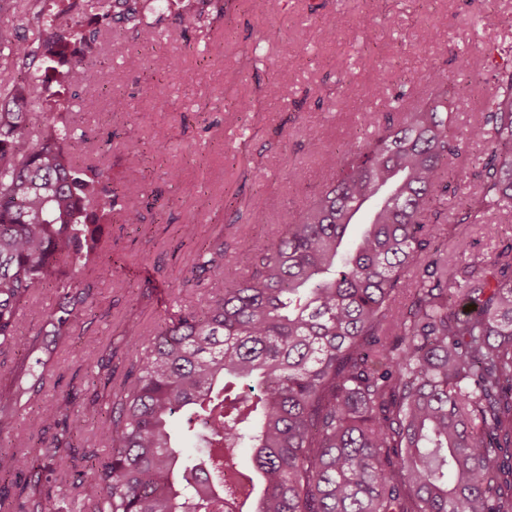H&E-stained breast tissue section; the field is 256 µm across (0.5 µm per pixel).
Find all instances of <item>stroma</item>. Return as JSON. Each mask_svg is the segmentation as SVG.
<instances>
[{
	"label": "stroma",
	"instance_id": "35a3bbf8",
	"mask_svg": "<svg viewBox=\"0 0 512 512\" xmlns=\"http://www.w3.org/2000/svg\"><path fill=\"white\" fill-rule=\"evenodd\" d=\"M178 8V0H145L135 20L118 25L87 12L106 76L90 86L70 69L46 102L85 133L82 157L111 167L142 215L138 224H109L112 272L81 306L69 343L42 330L40 317H21V334L39 338L48 396L70 389L84 407L93 393L87 373L129 323L153 333L218 291L192 280L202 244L224 237L226 264L243 268L252 246L275 238L331 178L321 150L354 139L360 119L387 112L392 97L424 96L416 77L428 67L458 89L460 124L477 122L493 84L465 76L464 61L512 43V0H226L222 19L189 32ZM162 56L178 60L176 73L157 70ZM382 69L388 91L376 99L368 89ZM86 96L98 111H80ZM132 139L144 154L135 168L125 160ZM190 221L192 240L181 230ZM510 236L512 227L492 219L453 224L448 246L487 261Z\"/></svg>",
	"mask_w": 512,
	"mask_h": 512
}]
</instances>
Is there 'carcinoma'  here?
<instances>
[{
    "label": "carcinoma",
    "instance_id": "obj_1",
    "mask_svg": "<svg viewBox=\"0 0 512 512\" xmlns=\"http://www.w3.org/2000/svg\"><path fill=\"white\" fill-rule=\"evenodd\" d=\"M41 0H0L40 26ZM138 0H97L114 23ZM199 0H181L180 22L200 23ZM100 82L95 33L76 19L31 40L0 33V66L30 82H0V355L25 351L0 384V441L11 437L22 396L43 399L45 371L29 355L36 338L18 317H43L61 343L73 333L69 290L87 294L91 266L112 268L107 224L140 212L109 171L80 166L63 113L32 135L43 93L60 73L40 65L44 41ZM493 90L481 119L458 131L450 79L429 68L423 101L399 117L371 115L370 134L325 151L337 172L285 221L251 263L230 270L224 244L201 249L193 269L224 283L202 305L181 310L146 337L131 325L113 354L87 376L96 429L109 452L82 456L93 499L58 489L51 506L29 454H0V474L25 481L33 512H512V241L489 262L442 255L440 224H512V43L466 60ZM490 152L469 163L463 144ZM474 170L476 191L443 208L453 180ZM370 221L348 244L356 215ZM62 291L49 309L38 288ZM72 401L43 406L44 430L60 426ZM253 469L238 468L237 449ZM236 472V486L224 472Z\"/></svg>",
    "mask_w": 512,
    "mask_h": 512
}]
</instances>
